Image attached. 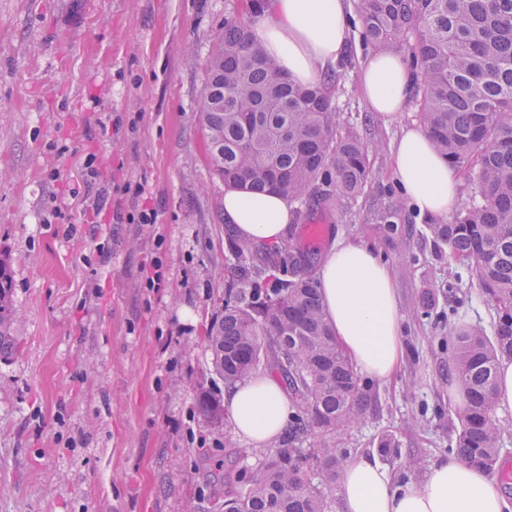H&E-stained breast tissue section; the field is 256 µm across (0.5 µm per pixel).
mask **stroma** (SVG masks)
I'll return each mask as SVG.
<instances>
[{
	"label": "stroma",
	"instance_id": "35a3bbf8",
	"mask_svg": "<svg viewBox=\"0 0 512 512\" xmlns=\"http://www.w3.org/2000/svg\"><path fill=\"white\" fill-rule=\"evenodd\" d=\"M249 2L0 0V259L17 349L0 358V512H219L213 491L265 454L198 408L225 390L203 334L224 308L230 235L199 105L224 21L248 19ZM374 49L354 23L324 80L370 177L322 215L332 233L314 247L367 242L391 269L404 357L390 381L368 379L344 457L419 484L460 429L451 338L492 331L496 311L393 177L417 108L393 123L368 112L358 72ZM138 183L145 194L126 193ZM144 208L156 224L129 223Z\"/></svg>",
	"mask_w": 512,
	"mask_h": 512
}]
</instances>
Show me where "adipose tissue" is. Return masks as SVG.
<instances>
[{
	"label": "adipose tissue",
	"instance_id": "obj_1",
	"mask_svg": "<svg viewBox=\"0 0 512 512\" xmlns=\"http://www.w3.org/2000/svg\"><path fill=\"white\" fill-rule=\"evenodd\" d=\"M351 16L345 0H260L252 30L282 76L321 83L344 55ZM360 96L383 122L398 120L414 94L402 56L373 53L358 75ZM393 175L420 213L452 216L460 204V180L439 156L427 132L403 127L391 152ZM287 197L229 188L222 211L241 240H280L292 221ZM323 312L337 344L355 367L381 381L392 379L404 356L401 316L392 273L372 246L338 241L319 270ZM235 432L266 446L284 430L291 402L278 379L262 374L224 394ZM341 512H512L502 487L486 471L457 455L431 467L422 484L398 485L378 461L361 454L344 467Z\"/></svg>",
	"mask_w": 512,
	"mask_h": 512
}]
</instances>
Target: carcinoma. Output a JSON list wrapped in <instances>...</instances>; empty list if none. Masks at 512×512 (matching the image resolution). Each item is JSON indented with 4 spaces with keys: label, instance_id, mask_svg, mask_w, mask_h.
Segmentation results:
<instances>
[{
    "label": "carcinoma",
    "instance_id": "1",
    "mask_svg": "<svg viewBox=\"0 0 512 512\" xmlns=\"http://www.w3.org/2000/svg\"><path fill=\"white\" fill-rule=\"evenodd\" d=\"M361 11L367 41L407 49L419 123L439 156L474 182L470 205L428 230L495 306L493 335L461 329L452 351L462 395L453 451L491 472L502 451L498 368L512 359V0H361ZM200 116L213 174L305 205L297 214L306 223L369 179L365 147L339 132L324 89L280 77L251 25L236 18L209 60ZM231 260L224 312L205 330L213 370L227 386L261 365L277 371L295 412L271 453L237 472L224 512H329L319 479H340L334 436L360 422L366 385L336 343L305 248L260 252L241 241ZM13 325L0 261V356L16 351ZM200 408L220 420L215 394L202 395Z\"/></svg>",
    "mask_w": 512,
    "mask_h": 512
}]
</instances>
